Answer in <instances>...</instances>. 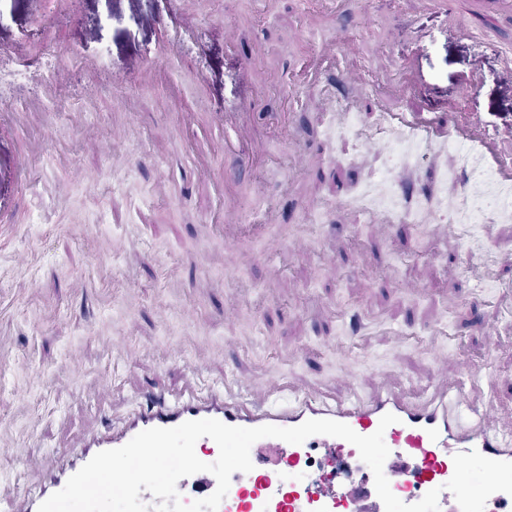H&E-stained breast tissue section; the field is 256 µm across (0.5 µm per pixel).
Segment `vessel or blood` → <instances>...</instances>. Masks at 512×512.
Returning <instances> with one entry per match:
<instances>
[{
    "label": "vessel or blood",
    "instance_id": "obj_1",
    "mask_svg": "<svg viewBox=\"0 0 512 512\" xmlns=\"http://www.w3.org/2000/svg\"><path fill=\"white\" fill-rule=\"evenodd\" d=\"M388 117L424 142L463 139L500 180L512 182V155L497 147L483 120L459 123L407 109L389 111ZM244 234L240 230L225 232L219 255L224 267L234 268L243 261ZM340 317L347 328L346 340L335 345L337 357L343 360L340 380L344 391L340 394L322 386H300L284 376L269 378L258 387L233 371L225 372L222 386L206 390L201 385L204 359L199 356L179 391L142 388L136 411L115 431L105 426L107 399L115 379L103 376L90 390L98 402L95 426L60 445L55 457L29 448H10V455L20 460L22 468L14 476L16 503L5 512H38L40 504L61 490L95 454L121 447L149 428H171L206 418L247 428H289L309 419H330L367 436L388 413L398 418L384 433L390 450L384 474L393 494L413 504L423 493L437 488L441 491L440 512H460L453 494L445 488L454 472V455L475 450L493 460L512 462V411L478 404L479 382L471 357L462 349L453 354L437 349L432 336L417 339L432 360L428 380L407 386L390 376L375 391H360L365 373L352 369L351 362L353 351L367 335L368 317L357 307L343 308ZM315 448H343L351 457L358 453L347 441L325 435L312 436L299 445L277 438L260 439L250 450L252 470L232 474L218 512H385L374 482L353 484L339 493L325 482L288 479L285 465H300ZM177 487L182 500L189 502L211 495L217 481L211 473L200 472L180 479Z\"/></svg>",
    "mask_w": 512,
    "mask_h": 512
}]
</instances>
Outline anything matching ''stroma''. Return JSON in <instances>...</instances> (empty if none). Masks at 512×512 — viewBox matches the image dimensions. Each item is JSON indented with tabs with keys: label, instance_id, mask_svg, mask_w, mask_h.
Wrapping results in <instances>:
<instances>
[{
	"label": "stroma",
	"instance_id": "stroma-1",
	"mask_svg": "<svg viewBox=\"0 0 512 512\" xmlns=\"http://www.w3.org/2000/svg\"><path fill=\"white\" fill-rule=\"evenodd\" d=\"M319 2L0 0V340L10 363L0 379L1 438L50 448L88 414L84 390L114 368L110 414L120 421L140 383L179 387L198 352L218 382L228 369L282 372L277 354L306 345L318 360L295 364L292 377L338 387L330 347L345 334V305L363 306L378 325L355 350L356 367L421 381L429 358L414 344L392 349L387 334L426 336L441 325L452 333L447 349L465 345L497 378L485 398L512 408V297L503 293L512 286V186L488 180L474 223L460 177L481 173L483 162L460 142L426 143L401 129L390 154L367 151L381 114L342 79L361 65L392 108L481 115L510 130L501 48L512 44V16L485 33L475 0H457L475 27L463 37L432 0H338L332 11ZM340 24L350 51L318 66ZM260 45L264 65L254 68L247 59ZM155 61L159 75L143 82ZM21 68L27 79L14 82ZM471 80L476 93L457 99ZM330 90L345 121L317 107ZM227 112L251 127L254 162L225 148L236 136L219 121ZM119 122L132 125L122 140L112 137ZM404 182L413 192L401 193ZM228 192L242 224L273 214L280 252L249 238V262L217 263ZM448 218L461 238H434ZM19 250L32 253L24 277L12 270ZM406 281L423 294L403 289ZM477 298L494 333L456 326ZM227 304L239 310L230 331L217 318ZM109 341L131 351L129 362L114 364Z\"/></svg>",
	"mask_w": 512,
	"mask_h": 512
}]
</instances>
